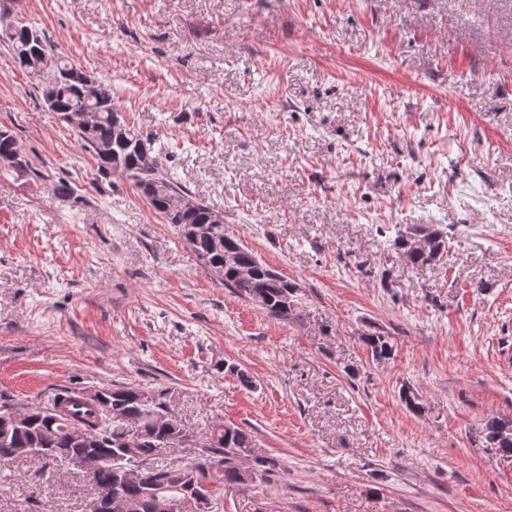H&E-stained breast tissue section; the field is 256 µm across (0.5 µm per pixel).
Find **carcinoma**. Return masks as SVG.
Wrapping results in <instances>:
<instances>
[{"label":"carcinoma","mask_w":512,"mask_h":512,"mask_svg":"<svg viewBox=\"0 0 512 512\" xmlns=\"http://www.w3.org/2000/svg\"><path fill=\"white\" fill-rule=\"evenodd\" d=\"M0 42L5 43L19 68L41 79L42 96L48 108L61 119L73 121L71 127L79 146L98 161L100 172L118 173L131 181L150 206L178 232L198 261L219 276L233 294L262 308L269 316L286 320L297 305L296 286L287 277L260 260L234 237L224 235V224L217 213L164 171L162 153L154 142L132 129L115 109L112 85L74 66L64 55L56 54L44 33L30 22L13 23L0 17ZM0 167L21 172L28 168L15 136L0 129ZM409 237H398L393 246L402 251L414 267L440 262L448 254V240L434 224H415ZM233 253L236 261L224 263V254ZM372 360L384 366L394 359L395 346L381 332L362 334ZM111 405L134 421L138 443L129 445L118 423L106 421L102 407L84 393L62 390L44 404H31L25 424L16 425L10 411L17 405L13 396L0 391V465L21 458L22 448L44 449L48 462L75 464L77 430L97 433V448L111 458V464L90 472L86 482L93 501L112 497V512H126V504L136 501L139 512H154V484L170 498L183 495L190 478L184 473L156 465L136 483L118 479L121 468L136 458L152 461L166 447L172 433L193 441L194 435L181 422L171 426L159 418L163 413L162 390L125 388L102 389ZM476 433L485 447L503 460L512 459V417L492 416L482 421ZM256 447L251 431L238 425L216 422L203 443L213 456L224 457V469L207 477L220 487L240 492L255 481L242 474L235 459L249 457Z\"/></svg>","instance_id":"cac0c4a2"}]
</instances>
